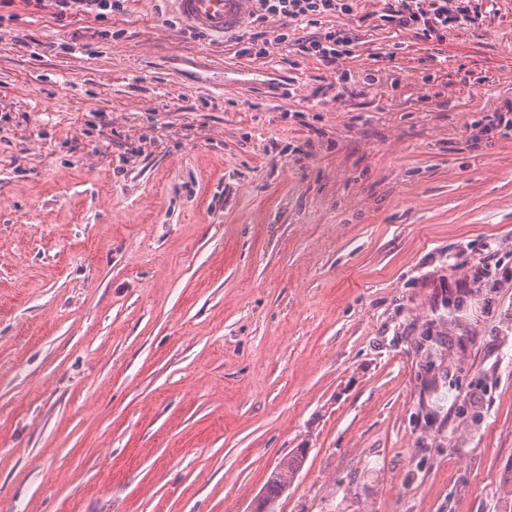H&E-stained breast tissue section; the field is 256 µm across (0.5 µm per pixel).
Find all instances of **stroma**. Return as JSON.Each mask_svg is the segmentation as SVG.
Instances as JSON below:
<instances>
[{
	"label": "stroma",
	"instance_id": "35a3bbf8",
	"mask_svg": "<svg viewBox=\"0 0 512 512\" xmlns=\"http://www.w3.org/2000/svg\"><path fill=\"white\" fill-rule=\"evenodd\" d=\"M268 53L0 0V512H512V0ZM346 32L329 65L299 38ZM306 455V449L299 448L289 458H285L271 473L262 496L264 508L261 511H274L272 505L292 484Z\"/></svg>",
	"mask_w": 512,
	"mask_h": 512
}]
</instances>
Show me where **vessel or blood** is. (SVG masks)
I'll list each match as a JSON object with an SVG mask.
<instances>
[{
	"instance_id": "obj_1",
	"label": "vessel or blood",
	"mask_w": 512,
	"mask_h": 512,
	"mask_svg": "<svg viewBox=\"0 0 512 512\" xmlns=\"http://www.w3.org/2000/svg\"><path fill=\"white\" fill-rule=\"evenodd\" d=\"M176 10L190 27L214 37L240 29L250 0H175Z\"/></svg>"
}]
</instances>
